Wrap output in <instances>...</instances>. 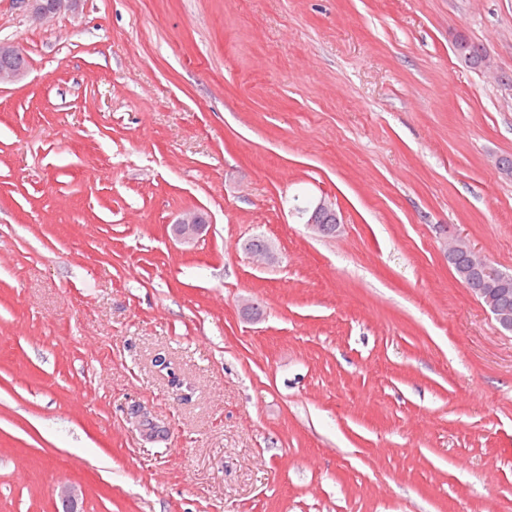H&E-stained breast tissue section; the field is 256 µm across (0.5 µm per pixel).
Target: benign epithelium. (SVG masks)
<instances>
[{"mask_svg":"<svg viewBox=\"0 0 512 512\" xmlns=\"http://www.w3.org/2000/svg\"><path fill=\"white\" fill-rule=\"evenodd\" d=\"M67 1L74 2V0H22V3L28 7L34 17L45 18L60 10ZM307 213V224L318 235L323 231V225L340 224L335 203L330 200H320L314 207L308 209ZM207 224L208 219L203 212L190 210L177 219L171 231L181 243L189 245L205 231ZM446 254L448 263L460 278L467 281L479 276L490 284V287L480 291L479 296L500 327L512 332V308L504 307L497 301V287L512 284V271L490 268L489 260L458 235L449 240Z\"/></svg>","mask_w":512,"mask_h":512,"instance_id":"benign-epithelium-1","label":"benign epithelium"}]
</instances>
